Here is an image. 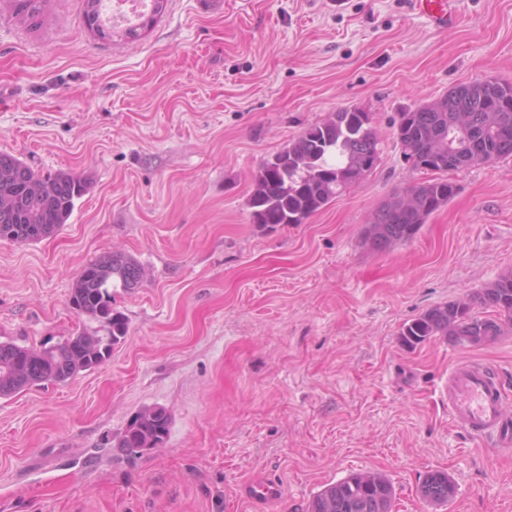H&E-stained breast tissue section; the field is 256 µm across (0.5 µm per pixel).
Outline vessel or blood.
<instances>
[{
	"instance_id": "obj_1",
	"label": "vessel or blood",
	"mask_w": 512,
	"mask_h": 512,
	"mask_svg": "<svg viewBox=\"0 0 512 512\" xmlns=\"http://www.w3.org/2000/svg\"><path fill=\"white\" fill-rule=\"evenodd\" d=\"M419 14L436 27L452 23L456 15L452 0H413ZM444 397L450 414L460 419L473 437L491 439L502 448L512 447V417L503 411V388L488 366L465 362L448 374ZM244 499L275 504L284 497L283 486L255 475L241 489Z\"/></svg>"
}]
</instances>
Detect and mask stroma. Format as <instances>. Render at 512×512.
<instances>
[{"instance_id": "obj_1", "label": "stroma", "mask_w": 512, "mask_h": 512, "mask_svg": "<svg viewBox=\"0 0 512 512\" xmlns=\"http://www.w3.org/2000/svg\"><path fill=\"white\" fill-rule=\"evenodd\" d=\"M438 30L412 0H168L139 40L106 41L83 0L37 22L0 0V151L88 184L66 224L0 238V341L49 347L81 328L69 297L110 252L145 271L112 291L128 332L110 359L0 398V512H307L349 473L381 471L394 512H512V453L468 435L442 389L488 365L512 409V332L402 347V325L512 271V157L451 171L455 196L385 250L365 228L431 179L405 162L398 115L459 84L512 82V0H455ZM369 113L370 173L304 223L260 230V165L332 113ZM145 407L163 447L115 438ZM448 472L454 500L418 489ZM256 472L278 508L243 501Z\"/></svg>"}]
</instances>
